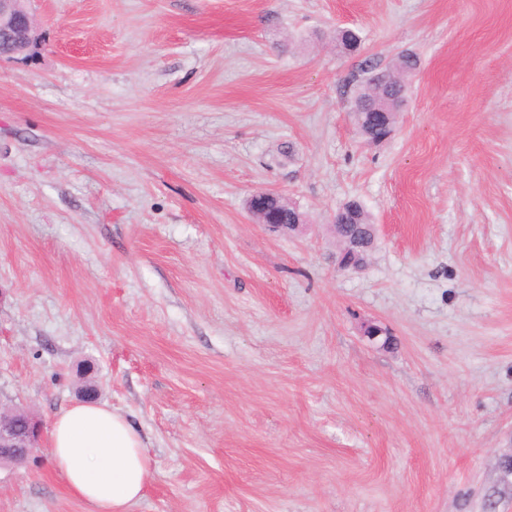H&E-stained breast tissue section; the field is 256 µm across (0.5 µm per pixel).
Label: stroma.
<instances>
[{
    "label": "stroma",
    "mask_w": 512,
    "mask_h": 512,
    "mask_svg": "<svg viewBox=\"0 0 512 512\" xmlns=\"http://www.w3.org/2000/svg\"><path fill=\"white\" fill-rule=\"evenodd\" d=\"M32 14L0 51V407L51 430L90 367L152 459L129 512H512V0ZM402 52L367 143L351 80ZM265 189L306 224L256 223ZM351 200L376 237L343 271ZM37 456L0 512H89ZM276 192L272 190H260L254 193L248 200V211L249 214L255 218H265L262 220V223H265L266 226L273 229L274 231H279L283 226L278 223V219L275 217H266L265 212L262 210L260 206L261 199L268 196H275Z\"/></svg>",
    "instance_id": "obj_1"
}]
</instances>
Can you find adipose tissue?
Listing matches in <instances>:
<instances>
[{"label": "adipose tissue", "mask_w": 512, "mask_h": 512, "mask_svg": "<svg viewBox=\"0 0 512 512\" xmlns=\"http://www.w3.org/2000/svg\"><path fill=\"white\" fill-rule=\"evenodd\" d=\"M52 468L91 512H128L151 474L141 435L122 413L97 402L64 409L50 433Z\"/></svg>", "instance_id": "adipose-tissue-1"}]
</instances>
